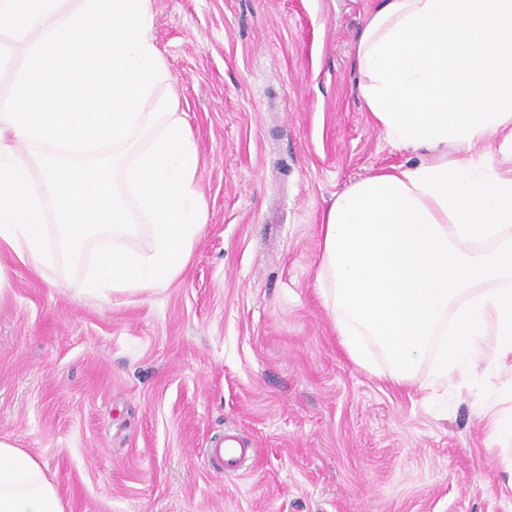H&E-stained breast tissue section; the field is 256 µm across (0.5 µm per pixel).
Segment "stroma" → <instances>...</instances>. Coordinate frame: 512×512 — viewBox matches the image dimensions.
<instances>
[{
    "mask_svg": "<svg viewBox=\"0 0 512 512\" xmlns=\"http://www.w3.org/2000/svg\"><path fill=\"white\" fill-rule=\"evenodd\" d=\"M374 0H151L153 41L199 160L207 222L168 287L88 296L8 263L0 437L39 459L67 512H512V375L437 397L339 343L315 274L336 194L423 154L357 91ZM257 455L235 475L224 432ZM255 453L256 448L244 444L237 434L224 433L222 440L207 449L205 460L213 471L231 474L240 471L242 463Z\"/></svg>",
    "mask_w": 512,
    "mask_h": 512,
    "instance_id": "35a3bbf8",
    "label": "stroma"
}]
</instances>
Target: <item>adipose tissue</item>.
<instances>
[{
    "instance_id": "ef3b65f1",
    "label": "adipose tissue",
    "mask_w": 512,
    "mask_h": 512,
    "mask_svg": "<svg viewBox=\"0 0 512 512\" xmlns=\"http://www.w3.org/2000/svg\"><path fill=\"white\" fill-rule=\"evenodd\" d=\"M355 61L375 125L426 157L324 214L316 280L341 346L400 385L426 362L458 389L512 371V0H378ZM0 512H66L44 464L3 438Z\"/></svg>"
}]
</instances>
